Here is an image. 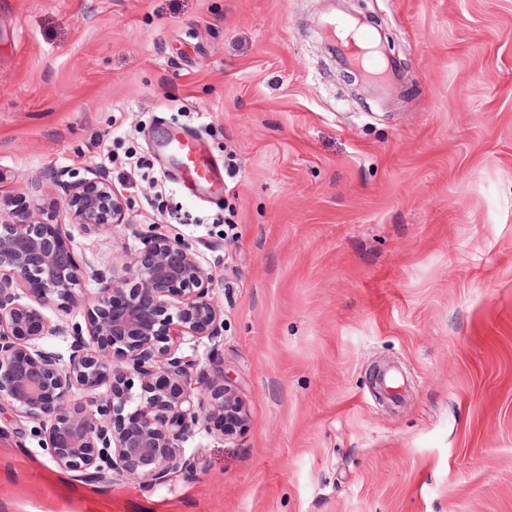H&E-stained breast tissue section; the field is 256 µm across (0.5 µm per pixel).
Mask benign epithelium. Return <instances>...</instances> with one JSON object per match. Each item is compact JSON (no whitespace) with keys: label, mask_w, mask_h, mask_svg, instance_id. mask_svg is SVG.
<instances>
[{"label":"benign epithelium","mask_w":512,"mask_h":512,"mask_svg":"<svg viewBox=\"0 0 512 512\" xmlns=\"http://www.w3.org/2000/svg\"><path fill=\"white\" fill-rule=\"evenodd\" d=\"M57 175L69 223L99 229L124 223L125 202L94 173ZM119 280L88 273L67 246L63 225L10 208L0 196V412L38 422L37 434L57 465L84 482L114 476L152 485L187 472L183 444L210 421L223 422L224 440L240 437L249 415L239 388L221 365L178 354L218 346L224 323L209 298L213 275L180 237L154 226ZM91 278L98 288L81 289ZM66 315L68 358L40 341L52 332L42 309ZM140 381L133 391L132 377ZM206 386L194 391L193 382Z\"/></svg>","instance_id":"obj_1"}]
</instances>
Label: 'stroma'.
<instances>
[{
	"label": "stroma",
	"instance_id": "1",
	"mask_svg": "<svg viewBox=\"0 0 512 512\" xmlns=\"http://www.w3.org/2000/svg\"><path fill=\"white\" fill-rule=\"evenodd\" d=\"M329 7L0 0V194L64 222L55 175L104 170L125 222L65 230L107 275L152 225L188 242L250 413L155 487L79 481L0 414V512H512V0H345L389 98L341 80ZM167 120L234 163L222 198L151 208Z\"/></svg>",
	"mask_w": 512,
	"mask_h": 512
}]
</instances>
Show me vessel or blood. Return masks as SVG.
Listing matches in <instances>:
<instances>
[{
	"label": "vessel or blood",
	"instance_id": "obj_1",
	"mask_svg": "<svg viewBox=\"0 0 512 512\" xmlns=\"http://www.w3.org/2000/svg\"><path fill=\"white\" fill-rule=\"evenodd\" d=\"M329 26L333 29L341 26L350 31L348 37L334 40L340 61L360 68L382 96L391 95L399 82V73L381 50L380 33L363 18L340 10L333 15ZM155 149L173 165L181 183L206 196H223L224 172L202 152L200 138L194 131L176 123L169 125L166 136L156 142Z\"/></svg>",
	"mask_w": 512,
	"mask_h": 512
}]
</instances>
